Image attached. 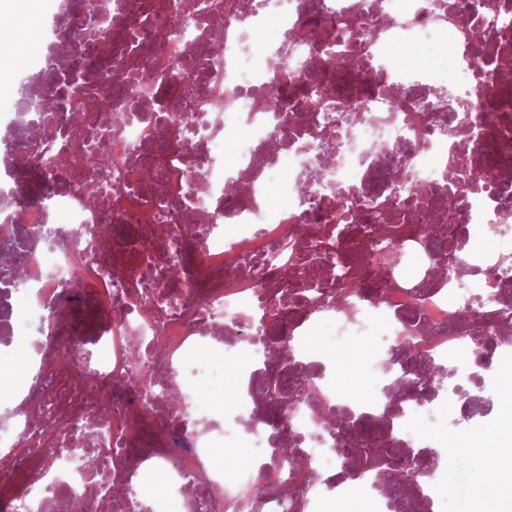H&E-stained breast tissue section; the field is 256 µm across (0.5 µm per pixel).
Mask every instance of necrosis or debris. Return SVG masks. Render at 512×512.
Wrapping results in <instances>:
<instances>
[{
	"label": "necrosis or debris",
	"instance_id": "4bbe7bcc",
	"mask_svg": "<svg viewBox=\"0 0 512 512\" xmlns=\"http://www.w3.org/2000/svg\"><path fill=\"white\" fill-rule=\"evenodd\" d=\"M501 15L512 0H58L41 85L22 131L0 144L1 159L40 171L0 213L32 273L0 270V345L30 344L35 370L0 423V512H327L358 490L372 512H396L353 439L322 416L345 404L334 361L307 341L325 327L371 339L378 357L352 417L423 461L408 488L436 512L443 474L418 429L442 401L469 412V389L487 388L477 356L512 350V278L497 270L512 260V94L498 93L512 84V24ZM265 25L272 44L296 49L283 69L256 57L251 34ZM442 40L460 61L419 80L393 67L414 43ZM91 65L130 80L84 95ZM232 129L247 136L229 160ZM306 169L318 179L300 181ZM273 185L287 207L269 204ZM328 224L369 282L342 306L308 299L314 279L336 289ZM476 234L495 249L472 248ZM450 255L451 279L422 292ZM413 310L412 360L453 370L419 399L395 358ZM258 334L287 362L258 353ZM244 352L241 408L211 419L196 386L213 360ZM294 375L316 396L299 414L272 390ZM285 439L306 449L305 472L280 453ZM241 442L255 467L212 466V448ZM155 469L163 490L141 497Z\"/></svg>",
	"mask_w": 512,
	"mask_h": 512
}]
</instances>
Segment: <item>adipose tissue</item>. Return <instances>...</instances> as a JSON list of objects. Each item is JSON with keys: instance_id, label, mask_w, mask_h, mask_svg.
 Instances as JSON below:
<instances>
[{"instance_id": "1", "label": "adipose tissue", "mask_w": 512, "mask_h": 512, "mask_svg": "<svg viewBox=\"0 0 512 512\" xmlns=\"http://www.w3.org/2000/svg\"><path fill=\"white\" fill-rule=\"evenodd\" d=\"M37 0H0V15L14 18L11 41L33 51L38 33L27 21L36 12ZM501 407L497 420L479 424L461 435L443 438V447L452 451L443 464V491L458 506V512H512V479L504 477L505 464H512V448L505 437L512 433V369L500 373ZM469 458L484 466L481 480H474L461 461Z\"/></svg>"}]
</instances>
